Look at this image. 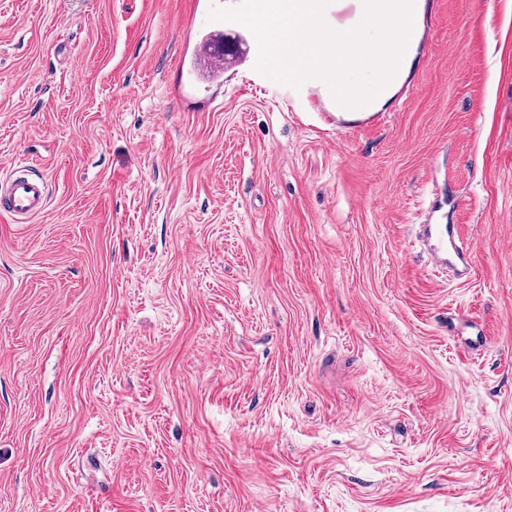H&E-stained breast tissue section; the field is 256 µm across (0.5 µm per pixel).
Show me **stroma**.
Segmentation results:
<instances>
[{
    "label": "stroma",
    "mask_w": 512,
    "mask_h": 512,
    "mask_svg": "<svg viewBox=\"0 0 512 512\" xmlns=\"http://www.w3.org/2000/svg\"><path fill=\"white\" fill-rule=\"evenodd\" d=\"M428 3L339 135L251 67L174 96L191 0H0L49 187L0 217V512H512V0ZM438 224H423V242L430 251L436 268L456 267V261L464 262L467 257L460 245L452 244L453 255L448 251V234H443Z\"/></svg>",
    "instance_id": "stroma-1"
}]
</instances>
